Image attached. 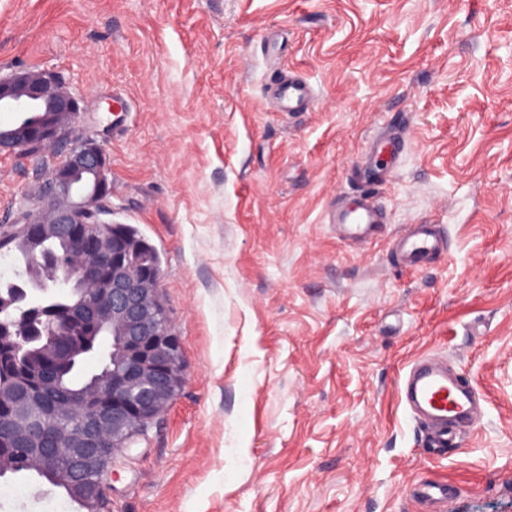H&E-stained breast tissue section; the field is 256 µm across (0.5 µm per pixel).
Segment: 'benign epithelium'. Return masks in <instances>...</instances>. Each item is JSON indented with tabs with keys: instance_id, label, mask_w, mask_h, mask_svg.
I'll return each instance as SVG.
<instances>
[{
	"instance_id": "7a95c632",
	"label": "benign epithelium",
	"mask_w": 512,
	"mask_h": 512,
	"mask_svg": "<svg viewBox=\"0 0 512 512\" xmlns=\"http://www.w3.org/2000/svg\"><path fill=\"white\" fill-rule=\"evenodd\" d=\"M0 108L19 113L15 126L0 131V154L31 149L58 158L36 199L23 206L12 234L34 258L27 287L0 295V360L14 358L19 301L39 304L20 316L40 361L18 367L19 379L0 382V410L10 411L7 447L0 448V476L34 471L63 489L83 512H106L104 477L115 456L137 431L163 413L185 382L181 342L159 297L160 266L139 260L137 239L112 230L95 234L112 195L109 163L91 137L72 138L82 110L58 76L20 71L0 79ZM70 244L66 254L48 253L51 240ZM112 340V396L93 381L65 398H49L63 384L61 365L74 368L91 350L87 340ZM63 425L43 446L40 421ZM78 424L76 433L68 425Z\"/></svg>"
}]
</instances>
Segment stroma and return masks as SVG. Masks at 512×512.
<instances>
[{"instance_id":"1","label":"stroma","mask_w":512,"mask_h":512,"mask_svg":"<svg viewBox=\"0 0 512 512\" xmlns=\"http://www.w3.org/2000/svg\"><path fill=\"white\" fill-rule=\"evenodd\" d=\"M317 92L273 111L272 73ZM60 73L110 168L105 219L158 251L185 382L106 478L111 512H512V0H0V75ZM121 102L126 114L109 111ZM386 222L340 239L381 128ZM51 157L0 155V224ZM434 224L448 252L393 245ZM480 391L455 450L400 400L418 358ZM0 512H78L31 472Z\"/></svg>"}]
</instances>
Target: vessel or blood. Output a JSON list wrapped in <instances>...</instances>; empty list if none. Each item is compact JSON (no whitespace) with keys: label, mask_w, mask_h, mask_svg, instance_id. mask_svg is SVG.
Listing matches in <instances>:
<instances>
[{"label":"vessel or blood","mask_w":512,"mask_h":512,"mask_svg":"<svg viewBox=\"0 0 512 512\" xmlns=\"http://www.w3.org/2000/svg\"><path fill=\"white\" fill-rule=\"evenodd\" d=\"M269 89L282 112H305L316 102L312 85L292 71L273 75ZM333 222L344 239L363 242L376 234L382 217L371 193L363 191L355 202L336 209ZM398 242L402 258L409 264L446 250L443 239L427 224L410 225L399 235ZM401 395L405 406L422 420L430 442L441 448L456 446L463 429L482 413L472 384L449 377L447 368L423 358L414 361L405 372Z\"/></svg>","instance_id":"vessel-or-blood-1"}]
</instances>
